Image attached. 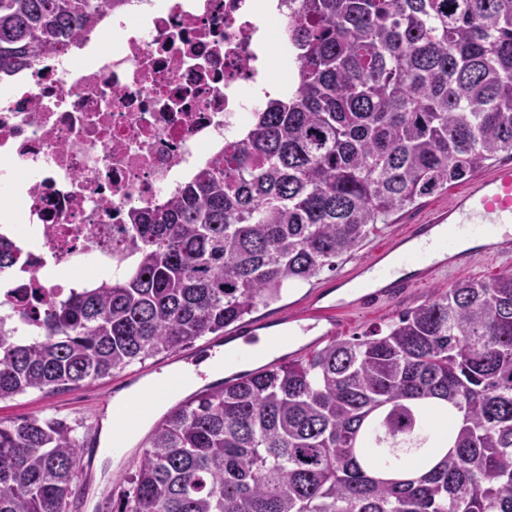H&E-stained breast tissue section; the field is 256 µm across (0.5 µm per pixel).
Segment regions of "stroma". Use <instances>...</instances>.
Here are the masks:
<instances>
[{
    "mask_svg": "<svg viewBox=\"0 0 512 512\" xmlns=\"http://www.w3.org/2000/svg\"><path fill=\"white\" fill-rule=\"evenodd\" d=\"M453 196L454 193L450 190L434 194L397 212L393 215L390 224L382 231L370 236L356 256L339 263L335 271L323 272L312 282L288 289L280 300L267 305H258L254 312L247 316V323L253 324L260 321L267 324L268 335L287 336L290 326L286 319L290 313L303 310L308 299L316 292L333 286L338 278L351 272L358 262L372 257L394 237L404 233L410 225L424 223L434 212L447 206ZM507 268V263L503 261L480 260L467 271L450 277L444 276L412 289L397 301L364 311L346 313L344 335L349 338L383 326L398 312L424 303L435 293L447 290L449 286L457 282L472 279L488 280ZM205 345V340H197L193 346L177 352V354H160L148 359L145 363L134 364L114 372L112 377L91 385H84L46 397L35 393L2 401L0 402V418L54 415L79 425L86 438V444L81 450L85 467L82 475L73 484L74 491L81 496L79 512H106L104 498L107 492L114 487L116 482L121 481L129 472L134 471L141 447L139 442L135 441L125 445L121 450L112 452L106 460L97 461L98 447L94 444L93 439L97 433L98 424L103 423L108 413L112 412L113 400L118 394L139 387L145 381L157 377L158 373L167 372L171 361H179L184 367L192 366L194 361L202 357Z\"/></svg>",
    "mask_w": 512,
    "mask_h": 512,
    "instance_id": "35a3bbf8",
    "label": "stroma"
}]
</instances>
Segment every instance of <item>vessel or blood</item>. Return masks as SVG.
<instances>
[{
    "instance_id": "vessel-or-blood-1",
    "label": "vessel or blood",
    "mask_w": 512,
    "mask_h": 512,
    "mask_svg": "<svg viewBox=\"0 0 512 512\" xmlns=\"http://www.w3.org/2000/svg\"><path fill=\"white\" fill-rule=\"evenodd\" d=\"M445 223L450 224L455 233L463 227H471L475 246L466 251L446 250L439 259L430 257L427 248L432 230ZM403 240L415 246L409 262L389 271L377 256L361 262L356 273L371 282L370 291L351 293L350 297L330 307H310L295 315V322L328 321L325 335L331 338L342 331L338 319L341 312L397 298L408 289L429 282L441 271L466 269L480 256H511L512 165L499 166L487 176L468 181L446 212L435 215L431 223L411 226Z\"/></svg>"
}]
</instances>
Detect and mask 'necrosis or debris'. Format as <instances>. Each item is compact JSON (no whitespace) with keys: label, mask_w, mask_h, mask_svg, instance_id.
<instances>
[{"label":"necrosis or debris","mask_w":512,"mask_h":512,"mask_svg":"<svg viewBox=\"0 0 512 512\" xmlns=\"http://www.w3.org/2000/svg\"><path fill=\"white\" fill-rule=\"evenodd\" d=\"M117 0L93 48L43 54L0 81V238L19 251L0 269V303L35 314L70 288L120 273L128 213L165 203L220 157L262 100L281 59L266 32L268 0Z\"/></svg>","instance_id":"4bbe7bcc"}]
</instances>
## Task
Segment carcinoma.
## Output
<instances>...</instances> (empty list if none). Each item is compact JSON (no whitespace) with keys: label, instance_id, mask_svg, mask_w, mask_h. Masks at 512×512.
Returning <instances> with one entry per match:
<instances>
[{"label":"carcinoma","instance_id":"1","mask_svg":"<svg viewBox=\"0 0 512 512\" xmlns=\"http://www.w3.org/2000/svg\"><path fill=\"white\" fill-rule=\"evenodd\" d=\"M104 2L0 0V76L95 29ZM302 2L295 87L131 212L126 272L44 305L33 332L0 317V401L218 336L512 154V0ZM82 447L63 420L0 419V512H69ZM112 512H512V271L174 406Z\"/></svg>","mask_w":512,"mask_h":512}]
</instances>
